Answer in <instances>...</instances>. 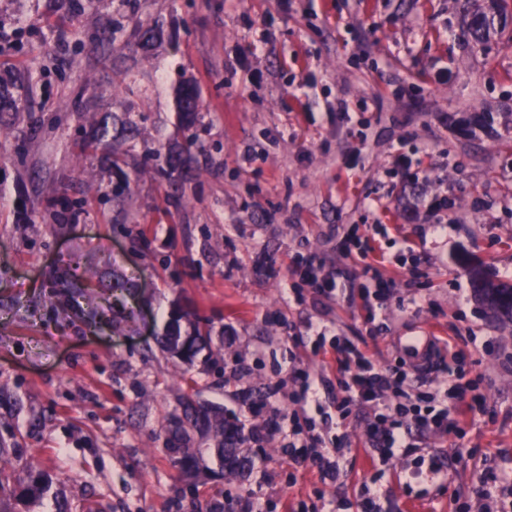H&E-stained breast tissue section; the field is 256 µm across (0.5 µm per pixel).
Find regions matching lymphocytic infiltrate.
<instances>
[{
    "label": "lymphocytic infiltrate",
    "mask_w": 512,
    "mask_h": 512,
    "mask_svg": "<svg viewBox=\"0 0 512 512\" xmlns=\"http://www.w3.org/2000/svg\"><path fill=\"white\" fill-rule=\"evenodd\" d=\"M339 395L334 412L323 413V426H316L304 411L318 390L323 376L318 372L298 374V385L290 395L297 412L274 414L273 431L287 435L288 457L296 465L315 467L321 480L334 481L340 475L342 459L351 443L346 434L336 433L353 409L369 413L367 439L376 455L370 464L392 460L401 450L411 448L414 435L450 441L461 447L465 417L486 413L482 395L461 366L460 352H452L446 379L430 380L426 391H415L403 365L380 366L367 343L337 337L332 343Z\"/></svg>",
    "instance_id": "lymphocytic-infiltrate-1"
}]
</instances>
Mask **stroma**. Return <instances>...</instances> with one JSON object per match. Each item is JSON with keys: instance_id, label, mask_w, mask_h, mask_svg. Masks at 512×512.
Returning a JSON list of instances; mask_svg holds the SVG:
<instances>
[{"instance_id": "35a3bbf8", "label": "stroma", "mask_w": 512, "mask_h": 512, "mask_svg": "<svg viewBox=\"0 0 512 512\" xmlns=\"http://www.w3.org/2000/svg\"><path fill=\"white\" fill-rule=\"evenodd\" d=\"M160 21L148 54L99 42L121 22ZM456 0H89L78 17L47 0H0V74L22 77L33 112L0 136V444L13 476L49 471L72 512H480V475L512 469V321L470 286V265L512 279V22L485 44L465 36ZM192 80L200 118L184 129L173 89ZM131 112L142 136L125 172L84 153L74 111ZM345 101L346 111L336 109ZM495 113L463 136L448 114ZM190 148L183 193L143 169L148 151ZM130 176L123 207L105 195ZM441 223L443 232L431 229ZM376 239L392 295L368 334L358 241ZM318 255L339 295L319 296L299 264ZM125 281L114 298L112 279ZM210 348L187 363L168 324ZM368 341L380 365L397 337L454 338L482 378L488 412L468 426L448 481L407 479L408 455L369 468L366 415L336 482L294 465L273 433L251 468L185 478L164 451L187 398L261 428L291 413L297 370H336L307 324ZM493 339L492 351L472 339Z\"/></svg>"}]
</instances>
